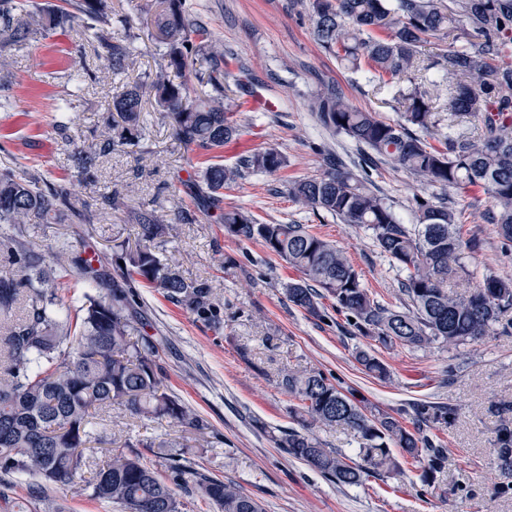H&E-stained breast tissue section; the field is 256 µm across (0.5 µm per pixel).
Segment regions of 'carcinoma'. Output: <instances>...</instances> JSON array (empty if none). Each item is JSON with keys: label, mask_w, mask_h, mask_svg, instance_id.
Instances as JSON below:
<instances>
[{"label": "carcinoma", "mask_w": 512, "mask_h": 512, "mask_svg": "<svg viewBox=\"0 0 512 512\" xmlns=\"http://www.w3.org/2000/svg\"><path fill=\"white\" fill-rule=\"evenodd\" d=\"M313 36L345 68L405 107L402 120L388 123L376 113L351 106L343 93L324 87L310 102L320 125L369 150L378 160L444 191L479 186L494 201L491 224L504 253L512 252V0H309ZM151 37L164 46V69L151 81L158 111L171 119L175 137L187 147L222 151L240 126L235 100L253 96L248 71L230 68L232 59L192 14L189 0H159L150 18ZM80 30L103 49L108 66L121 75L134 65L131 35L112 28L108 0H0V53L53 34ZM448 36L456 47L428 80H418L420 48L429 38ZM207 67L198 76L205 91L170 81L165 70L182 71L194 59ZM144 84L128 82L112 96V129L100 150L75 141V177L97 181L98 159L145 140L140 126ZM436 144H431L430 140ZM284 159L274 148L243 154L226 168L211 156L191 165L185 183L227 235L258 242L299 273L288 284V301L314 317L325 316L324 301L352 320L354 333L385 348H456L475 342L512 313V276L486 270L474 276L467 258L482 240L463 237L455 202H416V223L406 224L388 200L367 187L366 173L331 161L318 177L288 183V195L312 210L371 230L373 241L397 270L403 308L378 301L346 252L305 224L264 223L236 208H224V186L244 171L275 173ZM70 179L51 181L14 161L0 164V473L40 479L33 491L86 482L90 495L122 512H181L177 490L198 493L221 512H262L261 504L234 484L193 466L190 446L180 442H126L112 447L105 418L117 407L138 419L170 420L183 431L205 437L209 422L159 378L155 347L136 336L129 307L133 282L150 284L198 319L212 321L217 309L206 282L186 280L162 262L158 248L169 225L164 215L142 208L138 240L123 241L111 260L86 253L68 237L41 249L28 239L30 216L95 224L119 196L107 195L96 208L71 206ZM472 280L464 294L451 283ZM81 289L78 306L66 307L61 291ZM22 306L23 316L13 312ZM358 361L377 378L387 364L368 351ZM280 385L301 401L289 408L293 426L273 436L276 447L326 480L360 487L370 477L402 471L400 458L419 463L424 488L435 485L446 456L424 428L448 426L451 407L420 402L408 426L354 394L344 393L323 372L286 371ZM496 417L493 453L501 475L512 478V401L491 404ZM354 432L358 448H328L316 427ZM159 448L169 475L149 465L137 446ZM399 449L400 456L393 454ZM93 476L84 480L85 471Z\"/></svg>", "instance_id": "cac0c4a2"}]
</instances>
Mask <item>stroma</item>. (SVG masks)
<instances>
[{"instance_id":"35a3bbf8","label":"stroma","mask_w":512,"mask_h":512,"mask_svg":"<svg viewBox=\"0 0 512 512\" xmlns=\"http://www.w3.org/2000/svg\"><path fill=\"white\" fill-rule=\"evenodd\" d=\"M207 28L243 64L257 97L271 109L244 111L236 118L239 144L226 147L225 166H235L246 150L276 148L286 164L269 174L248 172L224 188L225 207H236L266 223L306 224L342 247L366 286L383 304L400 306L398 273L375 246L371 234L326 213H314L288 195L292 180L320 175L325 154L335 151L348 165L359 164L354 145L330 136L318 125L308 103L324 86L342 90L354 107L382 120H399L403 107L377 92L362 75L339 67L311 34L309 0H194ZM155 0H112V13L127 17L137 33V64L127 76L104 69L92 46L78 33L53 35L50 45L29 43L0 57V160L12 158L40 169L47 178L71 174L70 146L54 135L49 123L66 113L77 141L98 143L112 110V97L125 78L154 75L161 47L143 21ZM141 121L144 148L104 158L96 186L74 183L76 204L95 203L100 194L117 192L121 207L94 225L55 224L42 219L29 226L33 242L48 247L61 236L82 239L88 250L111 253L114 243L136 239L138 206L173 213L185 208L188 222L172 225L160 256L191 280L208 281L220 319L204 322L139 282L134 288V320L158 350L165 389L205 417L212 431L192 449V462L212 476L230 481L258 499L264 512H512V493L498 491L502 477L492 452L495 418L491 401L512 399V334L494 331L457 348L423 351L397 345L384 349L350 335L346 314L327 309L315 318L289 302L285 288L297 273L269 255L259 243H241L212 223L202 206L181 187L189 153L173 134L169 119L146 104ZM369 187L392 204L404 223H414V201L433 188L388 165L370 169ZM463 207L466 232L483 242L478 269L512 275V259L502 257L488 221L489 195L479 187L455 194ZM376 353L390 368L379 380L358 363L356 352ZM316 369L356 397L393 414L410 418L413 404L431 401L455 411L448 427L429 430L442 445L444 469L436 488L424 491L412 466L402 474L372 478L360 487H341L276 448L272 432L288 428L294 400L282 390V372ZM108 430L115 445L142 438L178 440L181 427L169 421L139 420L113 410ZM40 512H121L119 506L90 497L84 484L46 489Z\"/></svg>"}]
</instances>
